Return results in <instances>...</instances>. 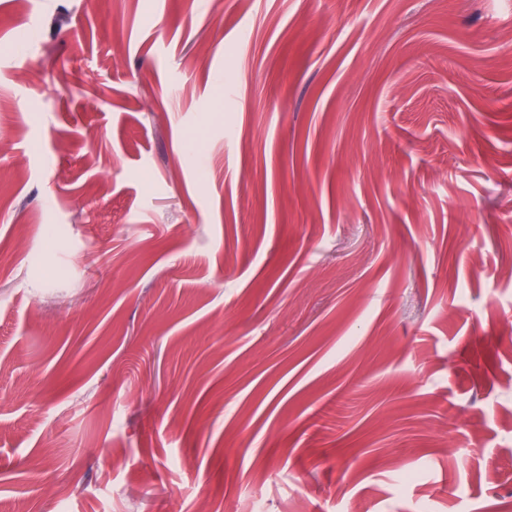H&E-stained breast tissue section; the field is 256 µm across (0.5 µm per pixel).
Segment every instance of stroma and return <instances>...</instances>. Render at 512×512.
I'll return each mask as SVG.
<instances>
[{
  "instance_id": "35a3bbf8",
  "label": "stroma",
  "mask_w": 512,
  "mask_h": 512,
  "mask_svg": "<svg viewBox=\"0 0 512 512\" xmlns=\"http://www.w3.org/2000/svg\"><path fill=\"white\" fill-rule=\"evenodd\" d=\"M511 37L0 0V512H512Z\"/></svg>"
}]
</instances>
